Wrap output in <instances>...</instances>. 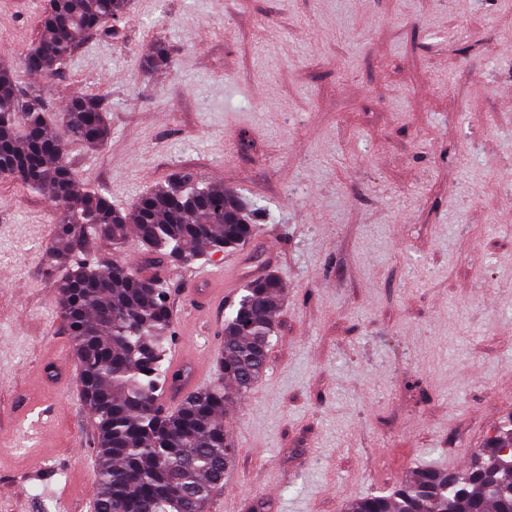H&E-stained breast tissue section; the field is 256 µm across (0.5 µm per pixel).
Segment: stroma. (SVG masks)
Here are the masks:
<instances>
[{
    "instance_id": "obj_1",
    "label": "stroma",
    "mask_w": 512,
    "mask_h": 512,
    "mask_svg": "<svg viewBox=\"0 0 512 512\" xmlns=\"http://www.w3.org/2000/svg\"><path fill=\"white\" fill-rule=\"evenodd\" d=\"M45 0H0V65ZM512 0H131L48 86L112 139L72 169L121 208L178 168L257 208L239 249L169 268L166 351L220 380L230 301L284 288L265 373L230 401L207 512H345L471 460L512 418ZM171 66L145 71L146 37ZM55 207L0 181V512H93L96 429L43 263Z\"/></svg>"
}]
</instances>
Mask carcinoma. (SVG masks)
<instances>
[{
    "label": "carcinoma",
    "instance_id": "1",
    "mask_svg": "<svg viewBox=\"0 0 512 512\" xmlns=\"http://www.w3.org/2000/svg\"><path fill=\"white\" fill-rule=\"evenodd\" d=\"M130 0H48L37 42L17 67L0 66V180L32 189L56 206L55 231L44 252L57 274L55 299L78 361L80 398L97 430L96 512H205L235 449L224 432L229 392L217 385L165 405L170 372L162 369L172 315L160 264L190 262L247 244L253 225L238 222L245 203L236 193L191 171H177L117 208L98 189L79 185L65 145L98 150L112 129L102 98L82 92L54 114L45 94L80 41L123 18ZM169 65L156 40L143 66ZM144 255L122 257L130 236ZM109 251L79 260L89 240ZM283 301L279 278L245 285L224 320V382L238 394L264 373ZM512 459L493 439L474 451L464 472L420 466L386 495H369L349 512H512Z\"/></svg>",
    "mask_w": 512,
    "mask_h": 512
}]
</instances>
